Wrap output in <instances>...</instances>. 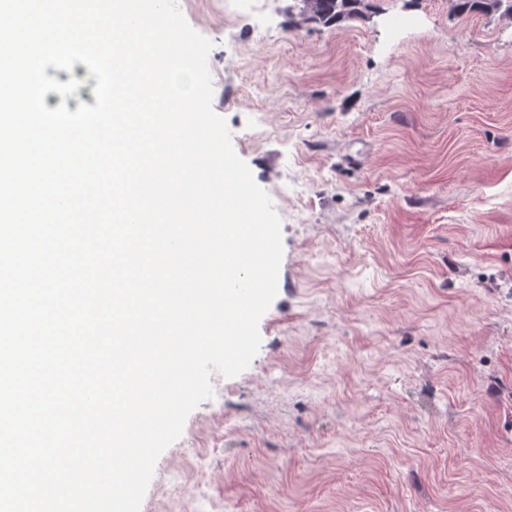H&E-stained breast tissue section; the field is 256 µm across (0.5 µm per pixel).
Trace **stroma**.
<instances>
[{
	"label": "stroma",
	"mask_w": 512,
	"mask_h": 512,
	"mask_svg": "<svg viewBox=\"0 0 512 512\" xmlns=\"http://www.w3.org/2000/svg\"><path fill=\"white\" fill-rule=\"evenodd\" d=\"M291 4L177 0L283 257L143 512H512V20ZM298 3L301 15L309 17L313 11L315 22L327 25L340 22L358 13L361 0H292Z\"/></svg>",
	"instance_id": "stroma-1"
}]
</instances>
